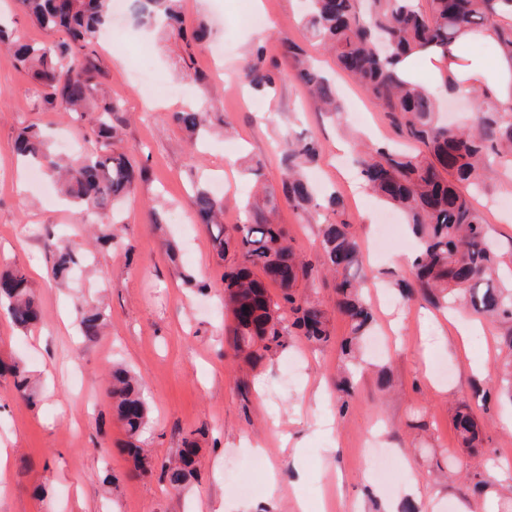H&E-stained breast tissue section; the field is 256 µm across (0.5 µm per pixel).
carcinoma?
Returning a JSON list of instances; mask_svg holds the SVG:
<instances>
[{
  "mask_svg": "<svg viewBox=\"0 0 512 512\" xmlns=\"http://www.w3.org/2000/svg\"><path fill=\"white\" fill-rule=\"evenodd\" d=\"M180 2L133 0L132 9L143 26L163 20L190 59L206 27L201 23L192 31L183 28ZM358 2L306 0L303 28L335 57L340 69L360 83L398 135L426 150L424 157L385 144L359 150L364 182L382 202L404 215L418 241L415 282L403 284L402 291L407 296L418 293L441 309L467 307L503 326L507 370L497 396L512 401V280L500 274V257L471 195L482 187L498 159L512 155V117L505 118L491 97L476 91L471 125L450 129L437 119L436 98L420 85L405 81L398 69L401 59L410 54L446 53L448 42L465 29L500 24L501 5L512 4V0H428L425 11L414 0H370L364 15ZM19 4L40 29L62 31L66 39L31 43L16 29L0 25V49L11 51L18 65L37 80L47 109L63 117L94 114V144L64 161L48 149L41 131L30 124L18 133L16 152L46 170L81 222L92 225L109 212L112 223L119 224L117 205L138 192L145 173L125 152L113 148L124 104L102 92L98 81L96 47L111 18L110 0H19ZM282 45L285 57L293 63L296 82L324 111L340 112L334 81L305 59L298 45L286 40ZM243 76L256 91L270 92L275 87L274 65L266 62L265 47L259 41L245 58ZM171 120L195 144L207 131L209 113L187 107L172 113ZM278 150L284 161L281 191L262 186L263 202L244 205V219L233 233H226L222 222L224 197L199 185L189 199L199 220L217 230L213 238L217 252L232 251L237 256L224 271V309L230 318L225 336L233 357L248 365L282 348L287 335L301 336L317 346L331 340L325 311L297 293L298 285L314 276L315 266L294 252L285 225L274 222L281 199L301 213L317 206L304 170L316 161L319 146L312 138L286 136ZM327 203L336 221L323 230L322 266L334 277L336 307L350 323L342 352L356 360L374 322L356 278L363 255L341 211L340 199L331 195ZM46 247L52 256V273L59 280L87 261L80 247L61 246L49 234ZM269 282L280 289L275 298L269 293ZM0 311L16 328L27 330L40 322L41 310L23 271H0ZM74 320L79 335L94 341L103 333L105 310L79 297L74 301ZM9 372L19 396L34 402L25 371L14 365ZM109 377L108 393L128 436L133 473L148 472L152 464L135 444L149 417L141 379L121 367L112 368ZM455 429L464 447H483L482 430L468 408L456 411ZM198 452L192 441L177 457L160 463L171 491L180 492L197 477Z\"/></svg>",
  "mask_w": 512,
  "mask_h": 512,
  "instance_id": "1",
  "label": "carcinoma"
}]
</instances>
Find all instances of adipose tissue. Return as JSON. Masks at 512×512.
Listing matches in <instances>:
<instances>
[{"instance_id": "obj_1", "label": "adipose tissue", "mask_w": 512, "mask_h": 512, "mask_svg": "<svg viewBox=\"0 0 512 512\" xmlns=\"http://www.w3.org/2000/svg\"><path fill=\"white\" fill-rule=\"evenodd\" d=\"M478 43L496 45L492 59L468 53V46ZM429 68L436 85L443 87H488L500 111L512 112V44L500 43L496 28L466 30L449 44L445 55H432Z\"/></svg>"}]
</instances>
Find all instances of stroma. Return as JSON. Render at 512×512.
Segmentation results:
<instances>
[{"label":"stroma","instance_id":"obj_1","mask_svg":"<svg viewBox=\"0 0 512 512\" xmlns=\"http://www.w3.org/2000/svg\"><path fill=\"white\" fill-rule=\"evenodd\" d=\"M301 0H183L186 26L206 19L208 42L190 63L161 30L144 33L131 13L113 17L110 30L124 34L122 46L104 41L99 50L101 88L121 99L129 114L120 146L146 169L139 193L124 205V224L100 247L93 265L61 286L51 278L43 235L62 244L82 242L84 227L62 204H48L29 181V165L14 153L19 130L34 124L54 153L76 154L90 132L89 119H64L46 111L32 76L12 54L0 51V269L21 268L28 276L42 318L31 330L15 328L0 315V362L27 370L35 404L16 393L10 376H0V442L10 450L0 512H398L406 478L397 474L393 493L374 475L375 451L388 449L395 466L409 464L420 480V512H512L508 500L474 496L463 473L477 462L512 466V429L501 418L512 406L481 405L478 387L493 386L504 355L501 331L486 340L426 350L442 313L428 304L404 301L392 253L368 250L379 205L358 183L354 144L396 141L388 118L359 84L309 39L299 23ZM265 40L268 59L278 65L271 96L243 89L241 67L250 46ZM292 40L336 77L345 108L331 117L291 75L282 55ZM151 63L155 95H143L131 73ZM196 79H188V72ZM211 112V135L192 151L187 133L170 119L188 104ZM315 137L320 158L311 169L318 185L336 191L360 243L362 288L378 284L383 303L374 305L375 330L396 322L382 369L354 380L343 398L336 382L345 372L340 342L349 336L337 312L331 283L302 284L325 310L332 338L314 347L288 337L283 350L253 369H239L224 340L222 279L226 263L211 232L194 217L188 195L198 175L225 180L224 224L241 223V204L252 196L247 168L261 164L264 179L279 186L282 163L274 144L281 137ZM474 206L496 242L504 268H512V165L498 163ZM329 212L300 214L282 207L297 254L320 264L321 231ZM178 246L169 255L167 242ZM102 300L104 332L92 342L76 334L72 297ZM483 370L476 373L472 362ZM115 364L145 380L151 420L137 444L159 461L174 456L186 437L196 436L201 476L182 492H171L159 469L131 475L122 447L126 434L116 421L105 374ZM326 382L323 402L313 390ZM468 405L487 442L477 455L460 447L453 416ZM301 443L299 455L282 448L281 433ZM263 444L254 454L249 445ZM337 443L334 456L324 449ZM276 475L282 492L269 497L267 479Z\"/></svg>","mask_w":512,"mask_h":512}]
</instances>
